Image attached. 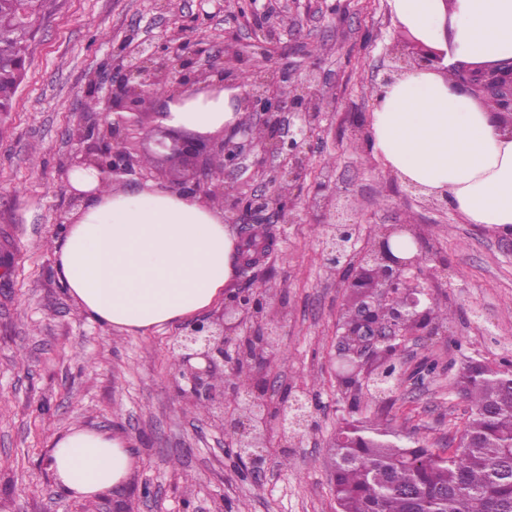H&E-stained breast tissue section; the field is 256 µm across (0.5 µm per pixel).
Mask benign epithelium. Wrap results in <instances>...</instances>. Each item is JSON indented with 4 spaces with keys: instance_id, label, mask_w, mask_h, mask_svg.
<instances>
[{
    "instance_id": "obj_1",
    "label": "benign epithelium",
    "mask_w": 512,
    "mask_h": 512,
    "mask_svg": "<svg viewBox=\"0 0 512 512\" xmlns=\"http://www.w3.org/2000/svg\"><path fill=\"white\" fill-rule=\"evenodd\" d=\"M269 7L261 0H241L239 13L256 20L252 41L245 46L227 39L223 51L213 55L192 31L174 43L146 41L120 54L90 80V87L106 93L101 111L78 116L73 167L93 169L119 186L159 180L175 193L220 190L224 211L234 216L241 232L258 222L292 224L301 210L322 212V259L345 273L349 296H357L350 301L352 318L338 325L336 380L353 388L376 378L395 381L407 337L437 334L427 314L444 265L426 255L422 229L414 224H389L373 242L358 245L350 203L340 202L325 180L306 182V142L334 109V101L324 93L315 61L307 62L292 80L287 62L269 52L284 34L265 20ZM445 55V50L418 39L397 38L386 47L388 64L381 83L431 70ZM452 72L461 75L456 85L474 101L498 99L495 112L512 129V62L459 60ZM226 91L234 111L260 116L263 136H256L243 121L216 132L157 122L172 104L207 100ZM116 140L125 145L121 153L107 149V143ZM146 153L156 159L147 169L140 165ZM250 154L280 164L269 175L261 173L263 179L255 187L236 192L224 180ZM375 269L376 293H357ZM278 327L272 295L242 289L224 298L220 313L185 322L170 345L181 363L180 380L222 422L225 448L252 477L262 473L273 449L288 447L314 423L306 396L282 392V383L268 374L276 359ZM196 360L205 366H196ZM218 372L227 379L219 389L211 384ZM131 493L148 499L152 490L147 484L134 489L114 486L100 500L99 512H129L125 502Z\"/></svg>"
}]
</instances>
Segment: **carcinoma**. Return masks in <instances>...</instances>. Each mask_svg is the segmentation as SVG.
<instances>
[{"mask_svg": "<svg viewBox=\"0 0 512 512\" xmlns=\"http://www.w3.org/2000/svg\"><path fill=\"white\" fill-rule=\"evenodd\" d=\"M49 0H28L30 24L0 0V112H10L26 69L33 24ZM512 357L473 359L455 381L469 412L448 455L413 445L380 419L336 433V512H512Z\"/></svg>", "mask_w": 512, "mask_h": 512, "instance_id": "cac0c4a2", "label": "carcinoma"}]
</instances>
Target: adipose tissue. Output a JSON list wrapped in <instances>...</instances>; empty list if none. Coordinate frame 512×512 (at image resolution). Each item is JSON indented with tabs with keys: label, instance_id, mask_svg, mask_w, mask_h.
<instances>
[{
	"label": "adipose tissue",
	"instance_id": "obj_1",
	"mask_svg": "<svg viewBox=\"0 0 512 512\" xmlns=\"http://www.w3.org/2000/svg\"><path fill=\"white\" fill-rule=\"evenodd\" d=\"M394 18L426 41L447 40L439 72L420 71L375 93L368 151L408 184L444 190L472 224L512 235V133L492 110L456 91L444 71L460 59L512 57V0H388ZM239 119L224 99L171 106L165 124L202 132ZM91 193L63 231L54 269L85 318L137 335L188 321L224 296L238 247L201 196L152 185L116 192L95 173L75 170ZM134 465L121 437L74 425L51 450L57 487L83 501L119 485Z\"/></svg>",
	"mask_w": 512,
	"mask_h": 512
}]
</instances>
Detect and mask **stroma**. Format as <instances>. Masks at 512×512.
Instances as JSON below:
<instances>
[{"label":"stroma","mask_w":512,"mask_h":512,"mask_svg":"<svg viewBox=\"0 0 512 512\" xmlns=\"http://www.w3.org/2000/svg\"><path fill=\"white\" fill-rule=\"evenodd\" d=\"M236 0H56L29 49L12 112L0 115V512H84L47 467L72 424L122 436L135 457L128 476L150 484L140 512H335L328 466L344 421L380 417L412 441L442 451L458 443L468 406L452 393L469 359L512 355V245L456 210L432 209L366 150L353 124L370 125L385 48L402 28L388 0H281L293 42L318 59L336 97L323 130L308 142L311 177L329 178L349 199L360 240L388 224L425 228L430 256L448 265L435 299L451 317L435 336L413 337L391 400L336 381V324L347 288L323 265L317 217L274 228L268 264L233 288L273 289L288 317L279 329L276 370L307 393L313 427L299 445L269 457L257 480L242 478L220 422L183 396L174 331L131 336L88 322L57 281L53 249L69 215L62 189L74 161L76 114L94 96L88 78L115 51L180 36L195 23L212 48L226 32L250 41ZM427 363L433 373L413 384Z\"/></svg>","instance_id":"1"}]
</instances>
